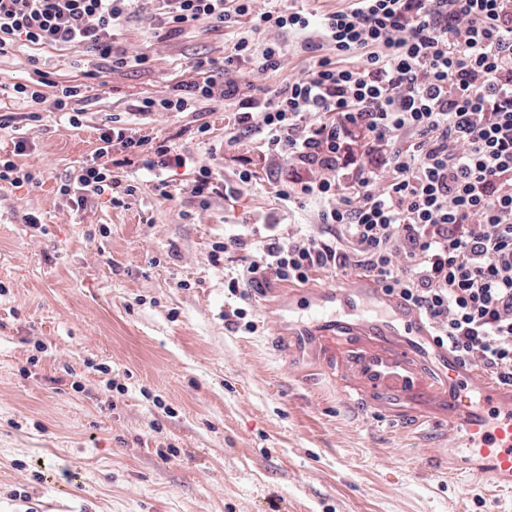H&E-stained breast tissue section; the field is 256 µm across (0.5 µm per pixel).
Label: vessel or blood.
<instances>
[{"mask_svg": "<svg viewBox=\"0 0 512 512\" xmlns=\"http://www.w3.org/2000/svg\"><path fill=\"white\" fill-rule=\"evenodd\" d=\"M288 306L310 312V325L298 333L315 337L322 371L346 398L363 404L395 396L418 403L421 424L440 410L456 437L461 470L512 489V392L491 382L474 386L472 374L457 367L439 377L428 372L415 339L429 331L415 310L364 276L333 291L289 290ZM338 307L353 313L354 322L332 317Z\"/></svg>", "mask_w": 512, "mask_h": 512, "instance_id": "obj_1", "label": "vessel or blood"}]
</instances>
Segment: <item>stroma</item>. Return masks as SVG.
<instances>
[{
  "mask_svg": "<svg viewBox=\"0 0 512 512\" xmlns=\"http://www.w3.org/2000/svg\"><path fill=\"white\" fill-rule=\"evenodd\" d=\"M155 26L145 15L118 32L152 63L102 73L79 103V128L58 112L28 120L12 86L39 71L83 82L91 52L22 45L0 59V155L25 138L13 157L33 176L0 187V512H512V492L458 471L455 452L433 456L439 430L377 417L316 371L317 350L279 328L288 283L246 301L228 291L251 254L211 264L214 241L271 211L299 226L318 221V203L277 199L288 162L255 163L236 197L206 203L191 193L190 167L162 171L171 200L134 164L123 169L136 188L124 205L104 195L79 209L59 194L115 120L237 182L243 161L222 146L234 106L133 112L195 58L223 62L232 29L161 39ZM254 38L282 42L285 61L244 81L273 90L305 75L311 54L300 38ZM204 122L206 142L196 136ZM29 212L42 227L25 224ZM231 306L246 309L254 331L225 323Z\"/></svg>",
  "mask_w": 512,
  "mask_h": 512,
  "instance_id": "1",
  "label": "stroma"
}]
</instances>
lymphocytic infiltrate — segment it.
<instances>
[{
	"mask_svg": "<svg viewBox=\"0 0 512 512\" xmlns=\"http://www.w3.org/2000/svg\"><path fill=\"white\" fill-rule=\"evenodd\" d=\"M143 12L167 37L246 17L253 31L302 35L315 54L303 77L248 95L242 69L279 70L285 48L245 34L223 67L197 58L168 96L135 106L185 112L238 99L227 146L248 142L263 159L292 162L279 200L327 201L318 230L287 234L274 219L263 235L214 242L215 264L232 250L253 254L229 279L230 293L360 270L418 311L435 347L512 388V0H352L317 20L285 7L259 13L254 0H0V57L23 42L93 50L100 69L141 68L148 55L121 49L114 33ZM356 52L362 65H338ZM13 90L82 123L83 85ZM115 150L121 158L104 164ZM135 161L154 174L193 165L167 141L105 126L93 161L59 192L79 207L103 194L121 205L134 187L118 170Z\"/></svg>",
	"mask_w": 512,
	"mask_h": 512,
	"instance_id": "f902f5d3",
	"label": "lymphocytic infiltrate"
}]
</instances>
